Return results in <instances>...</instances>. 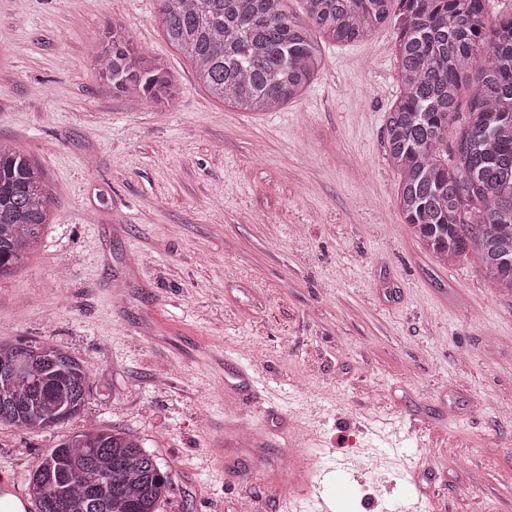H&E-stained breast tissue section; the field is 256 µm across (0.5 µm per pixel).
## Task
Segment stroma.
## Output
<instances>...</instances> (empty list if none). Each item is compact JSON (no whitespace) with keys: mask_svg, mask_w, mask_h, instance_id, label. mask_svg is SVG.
<instances>
[{"mask_svg":"<svg viewBox=\"0 0 512 512\" xmlns=\"http://www.w3.org/2000/svg\"><path fill=\"white\" fill-rule=\"evenodd\" d=\"M159 0H0V143L41 167L50 221L0 279V341L68 350L80 414L0 431L27 493L58 440L130 435L167 471L158 512H286L297 429L334 512H512V291L442 263L396 204L390 24L325 42L303 94L244 112L165 40ZM161 60L168 104L103 88L108 28Z\"/></svg>","mask_w":512,"mask_h":512,"instance_id":"stroma-1","label":"stroma"}]
</instances>
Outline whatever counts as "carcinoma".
Here are the masks:
<instances>
[{
  "instance_id": "carcinoma-1",
  "label": "carcinoma",
  "mask_w": 512,
  "mask_h": 512,
  "mask_svg": "<svg viewBox=\"0 0 512 512\" xmlns=\"http://www.w3.org/2000/svg\"><path fill=\"white\" fill-rule=\"evenodd\" d=\"M159 0L167 40L193 63L217 100L250 112L299 97L319 72L323 46L366 39L388 21L402 92L385 119L389 164L399 173L405 223L439 258L472 253L486 279L512 290V14L486 0ZM95 72L136 106L165 103L175 84L164 65L114 32L95 53ZM470 107L457 123L458 101ZM458 127L453 146L450 128ZM49 220L42 171L0 145V277L12 273ZM90 378L52 344L0 342V427L46 432L84 407ZM167 472L138 442L108 428L75 435L42 455L30 474L37 512H157Z\"/></svg>"
}]
</instances>
